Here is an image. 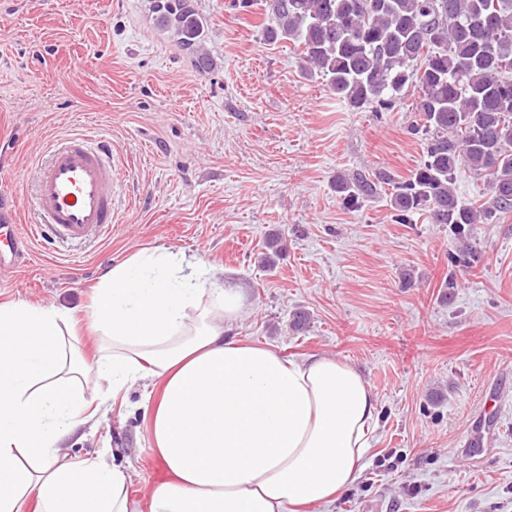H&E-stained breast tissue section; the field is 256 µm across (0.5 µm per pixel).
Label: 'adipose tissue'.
<instances>
[{
  "label": "adipose tissue",
  "instance_id": "obj_1",
  "mask_svg": "<svg viewBox=\"0 0 512 512\" xmlns=\"http://www.w3.org/2000/svg\"><path fill=\"white\" fill-rule=\"evenodd\" d=\"M239 286L211 281L196 256L142 250L94 289L85 319L73 311L0 301V512H140L125 468L72 460L63 442L112 396L145 390L149 446L169 471L150 512H302L325 506L358 478L377 401L353 366L283 356L232 333ZM112 354L88 362L78 329Z\"/></svg>",
  "mask_w": 512,
  "mask_h": 512
}]
</instances>
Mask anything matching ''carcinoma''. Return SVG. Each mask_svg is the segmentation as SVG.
<instances>
[{"instance_id": "carcinoma-1", "label": "carcinoma", "mask_w": 512, "mask_h": 512, "mask_svg": "<svg viewBox=\"0 0 512 512\" xmlns=\"http://www.w3.org/2000/svg\"><path fill=\"white\" fill-rule=\"evenodd\" d=\"M272 22L269 43L300 51L307 76L319 77L354 109H389L412 90L418 120L411 135L423 160L396 181L336 176V194L350 207L393 185L395 222L416 214L446 224L463 242L474 224L512 213V0H262ZM159 26L200 71L211 67L200 49L204 21L192 0H154ZM465 167L485 179L484 206L459 197L455 174ZM261 263L284 249L272 235Z\"/></svg>"}]
</instances>
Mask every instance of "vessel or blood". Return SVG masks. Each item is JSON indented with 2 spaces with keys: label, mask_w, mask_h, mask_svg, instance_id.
Returning <instances> with one entry per match:
<instances>
[{
  "label": "vessel or blood",
  "mask_w": 512,
  "mask_h": 512,
  "mask_svg": "<svg viewBox=\"0 0 512 512\" xmlns=\"http://www.w3.org/2000/svg\"><path fill=\"white\" fill-rule=\"evenodd\" d=\"M37 170L34 194L0 201V272L32 267L35 239L97 245L118 221L119 172L109 143L82 135L52 141ZM35 222L23 228L21 215Z\"/></svg>",
  "instance_id": "1"
}]
</instances>
